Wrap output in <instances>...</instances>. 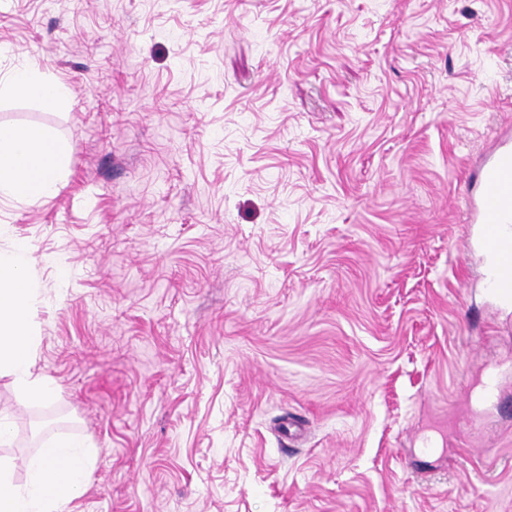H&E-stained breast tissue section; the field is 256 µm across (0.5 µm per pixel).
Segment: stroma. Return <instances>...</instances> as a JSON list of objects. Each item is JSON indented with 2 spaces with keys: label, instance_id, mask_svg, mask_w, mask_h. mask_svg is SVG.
<instances>
[{
  "label": "stroma",
  "instance_id": "stroma-1",
  "mask_svg": "<svg viewBox=\"0 0 512 512\" xmlns=\"http://www.w3.org/2000/svg\"><path fill=\"white\" fill-rule=\"evenodd\" d=\"M0 125L69 149L0 197L37 286L17 486L81 512H512V308L466 207L512 139V0H0ZM70 88L63 82L42 76L37 69L25 66L14 70L5 81L0 80V94L27 98L48 108L65 104ZM77 443L53 440L27 463L29 483L18 489L10 479V465L0 460L1 512H75L70 504L84 491L90 463Z\"/></svg>",
  "mask_w": 512,
  "mask_h": 512
}]
</instances>
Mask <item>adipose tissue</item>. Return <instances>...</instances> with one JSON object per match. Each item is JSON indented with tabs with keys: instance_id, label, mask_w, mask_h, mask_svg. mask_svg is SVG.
Here are the masks:
<instances>
[{
	"instance_id": "adipose-tissue-1",
	"label": "adipose tissue",
	"mask_w": 512,
	"mask_h": 512,
	"mask_svg": "<svg viewBox=\"0 0 512 512\" xmlns=\"http://www.w3.org/2000/svg\"><path fill=\"white\" fill-rule=\"evenodd\" d=\"M27 98L48 108L65 104L69 86L25 66L0 80V94ZM68 150L52 133L22 126H0V197L20 201L53 197L67 173ZM35 288L24 251L0 253V373L12 376L27 398L52 393L47 377L34 374L36 336L29 313ZM90 463L77 443L53 440L28 464L29 483L18 489L10 466L0 461V512H73L84 491Z\"/></svg>"
}]
</instances>
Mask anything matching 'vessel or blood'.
Returning a JSON list of instances; mask_svg holds the SVG:
<instances>
[{"instance_id": "1", "label": "vessel or blood", "mask_w": 512, "mask_h": 512, "mask_svg": "<svg viewBox=\"0 0 512 512\" xmlns=\"http://www.w3.org/2000/svg\"><path fill=\"white\" fill-rule=\"evenodd\" d=\"M482 195L479 211L472 220L481 224L483 235L493 237L492 260L498 275L491 293L502 305H512V235L499 227L512 216V146H503L480 171Z\"/></svg>"}]
</instances>
